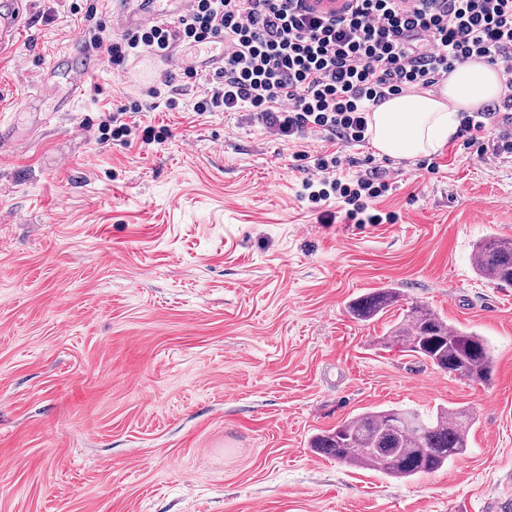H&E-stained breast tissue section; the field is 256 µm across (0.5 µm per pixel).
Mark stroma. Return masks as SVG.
<instances>
[{
    "mask_svg": "<svg viewBox=\"0 0 512 512\" xmlns=\"http://www.w3.org/2000/svg\"><path fill=\"white\" fill-rule=\"evenodd\" d=\"M71 0H34L0 54V512H483L512 499V287L473 247L512 237V158L488 165L446 143L436 173L372 144L394 224H321L297 150L244 112L196 114L204 82L103 65L71 111L36 73L80 38ZM167 78L184 107L144 96ZM167 129L151 145L98 138L103 109ZM400 299L361 323L349 302ZM494 349L482 387L381 348L412 304ZM376 406L472 410L470 451L396 480L318 456L310 438Z\"/></svg>",
    "mask_w": 512,
    "mask_h": 512,
    "instance_id": "35a3bbf8",
    "label": "stroma"
}]
</instances>
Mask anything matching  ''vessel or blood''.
<instances>
[{
    "instance_id": "vessel-or-blood-1",
    "label": "vessel or blood",
    "mask_w": 512,
    "mask_h": 512,
    "mask_svg": "<svg viewBox=\"0 0 512 512\" xmlns=\"http://www.w3.org/2000/svg\"><path fill=\"white\" fill-rule=\"evenodd\" d=\"M31 0H0V53L10 49L16 42L28 14ZM128 10V23L146 24L168 18L184 11L186 0H132ZM224 65L223 51L216 50L202 57H191L182 51H174L164 58V68L190 67L199 72L211 73ZM98 57L72 49L71 52L54 58L51 64L39 73L36 83L47 93L55 92L58 81L69 85L67 97L58 99L56 111H70L75 100L87 88L90 75L99 68Z\"/></svg>"
}]
</instances>
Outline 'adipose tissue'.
<instances>
[{"label": "adipose tissue", "mask_w": 512, "mask_h": 512, "mask_svg": "<svg viewBox=\"0 0 512 512\" xmlns=\"http://www.w3.org/2000/svg\"><path fill=\"white\" fill-rule=\"evenodd\" d=\"M503 92L498 71L471 61L457 67L434 90L386 99L368 117V134L383 155L399 159L427 155L453 137L459 115L474 112Z\"/></svg>", "instance_id": "adipose-tissue-1"}]
</instances>
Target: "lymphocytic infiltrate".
Returning <instances> with one entry per match:
<instances>
[{
	"instance_id": "obj_1",
	"label": "lymphocytic infiltrate",
	"mask_w": 512,
	"mask_h": 512,
	"mask_svg": "<svg viewBox=\"0 0 512 512\" xmlns=\"http://www.w3.org/2000/svg\"><path fill=\"white\" fill-rule=\"evenodd\" d=\"M315 0H189L177 18L109 31L84 13L89 47L110 64L179 44H224V65L194 102L197 112H250L266 133L295 141L321 132L329 149L296 152L312 176V208L337 200L348 224H393L373 206L389 190L374 173L343 181L348 148L367 140L372 106L414 87H432L458 66L498 68L505 91L492 107L461 115L460 149L494 163L512 156V0H341L332 13Z\"/></svg>"
}]
</instances>
